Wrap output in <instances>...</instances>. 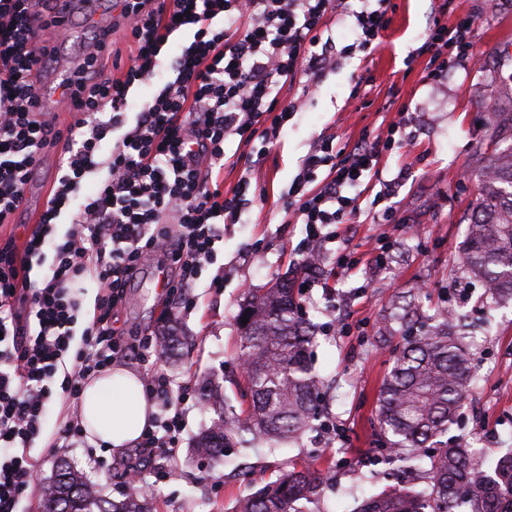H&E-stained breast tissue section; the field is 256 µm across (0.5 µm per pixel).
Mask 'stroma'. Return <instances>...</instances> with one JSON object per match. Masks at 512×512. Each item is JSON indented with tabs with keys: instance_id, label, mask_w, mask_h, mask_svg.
<instances>
[{
	"instance_id": "obj_1",
	"label": "stroma",
	"mask_w": 512,
	"mask_h": 512,
	"mask_svg": "<svg viewBox=\"0 0 512 512\" xmlns=\"http://www.w3.org/2000/svg\"><path fill=\"white\" fill-rule=\"evenodd\" d=\"M395 3L380 46L371 55L339 60L252 174L276 193L288 186L318 138L332 135L337 146L350 147L363 132L385 129L400 110L409 113L407 146L384 156L363 184L369 202L386 181L399 179L397 223L373 224L364 218L348 225L329 249H353L357 267L346 271L326 259L327 289L296 294L305 318L319 327L313 358L322 381L323 417L289 443L261 438L247 450L230 445L223 461L195 451L198 434L215 417L200 395L203 380L216 385L225 404L236 409L248 404L238 323L246 295L265 291L281 278L298 284L305 277L298 261L305 227L284 214L275 194L256 202L243 223L225 231L224 286L210 288L216 269L207 267L191 290L196 308L166 301L153 265L127 290L122 323L147 332L161 330L170 320L181 340L173 354L147 365L130 361L127 369L140 376L165 374L173 386L186 387L192 395L183 409L184 429L167 460L173 479L158 484L148 474L140 484L153 512H233L238 499L275 480L298 458L316 461L324 477L309 512H354L364 498L404 479L402 463L378 450L377 394L405 343L404 331L383 336L378 328L406 301L429 314L455 308L477 325L466 339L476 381L449 438L465 437L490 462L512 448V304L487 310L481 288L458 268L478 197L475 175L494 149L491 115L512 110V0H451L448 24L472 17V41L482 61L476 68L459 61L433 85L422 83L425 60L415 51L442 0ZM101 8L96 20L75 16L69 41L53 64L54 75L78 64L97 22L111 23L110 0H103ZM362 76L371 80L363 101L351 96ZM69 418V400L54 396L45 430L30 450L36 483L48 479L64 460L87 475L103 497L123 499L128 491L125 464L134 448L116 452L85 442L56 447V432Z\"/></svg>"
}]
</instances>
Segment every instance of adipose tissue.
Returning a JSON list of instances; mask_svg holds the SVG:
<instances>
[{
    "instance_id": "ef3b65f1",
    "label": "adipose tissue",
    "mask_w": 512,
    "mask_h": 512,
    "mask_svg": "<svg viewBox=\"0 0 512 512\" xmlns=\"http://www.w3.org/2000/svg\"><path fill=\"white\" fill-rule=\"evenodd\" d=\"M79 407L89 441L115 450L136 443L155 413L143 393L140 377L122 367L105 369L89 381Z\"/></svg>"
}]
</instances>
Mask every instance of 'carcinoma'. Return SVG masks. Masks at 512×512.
Listing matches in <instances>:
<instances>
[{
  "label": "carcinoma",
  "mask_w": 512,
  "mask_h": 512,
  "mask_svg": "<svg viewBox=\"0 0 512 512\" xmlns=\"http://www.w3.org/2000/svg\"><path fill=\"white\" fill-rule=\"evenodd\" d=\"M492 137L498 149L479 176L472 224L460 256L469 279L484 289L482 300L512 301V113H496ZM239 315L240 352L251 404L233 427L218 423L202 432L198 450L224 457L230 438L296 439L320 413V379L310 349L317 327L297 313L294 288L286 279L262 294H251ZM425 318L409 305L383 325L413 329ZM395 356L378 396V423L388 451L416 462L427 479L424 491L389 487L364 500L355 512H512V453L488 469L473 447L448 441L475 380L463 325L454 312L428 318ZM431 446L429 454L419 449ZM322 472L312 462H295L275 481L241 499L235 512H305L320 492ZM49 512H152L145 499L128 494L119 501L97 495L83 474L62 462L39 487Z\"/></svg>",
  "instance_id": "obj_1"
}]
</instances>
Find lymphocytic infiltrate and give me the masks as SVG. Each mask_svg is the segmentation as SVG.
<instances>
[{
	"label": "lymphocytic infiltrate",
	"instance_id": "lymphocytic-infiltrate-1",
	"mask_svg": "<svg viewBox=\"0 0 512 512\" xmlns=\"http://www.w3.org/2000/svg\"><path fill=\"white\" fill-rule=\"evenodd\" d=\"M114 0L117 16L95 30L63 90L73 120L59 126L45 110L37 79L57 49L44 39L70 25L67 0H0V224L27 208L26 191L45 153L59 156L61 172L38 223L0 237V512H19L33 493L25 449L40 437L55 391L78 402L95 373L131 359L162 354L158 337L135 336L119 323L126 290L146 262L163 254L174 268L170 296L190 307L189 293L206 266L215 264L223 228L242 223L248 207L267 197L250 173L277 143L290 115L312 98V79L338 59L372 53L390 24L394 0ZM353 19L356 40L337 47L328 18ZM124 28L133 51L120 75L108 72L106 43ZM192 34L171 64L158 94L132 109L130 91L158 72L159 55L176 32ZM471 29L436 17L418 50L423 80L435 84L452 64L471 57ZM406 119L381 134H364L352 149L318 139L281 195L282 208L307 228L304 252L339 237V227L360 216L359 188L389 151L404 147ZM238 150L226 152L228 140ZM110 152H103L104 142ZM239 170L232 189L225 168ZM96 177L92 195L83 183ZM71 226L59 232L63 212ZM50 256L40 279L33 258ZM95 272L103 290L82 321L76 286ZM146 390L161 414L138 443L132 477L175 448L183 430L170 382L147 376Z\"/></svg>",
	"mask_w": 512,
	"mask_h": 512
}]
</instances>
